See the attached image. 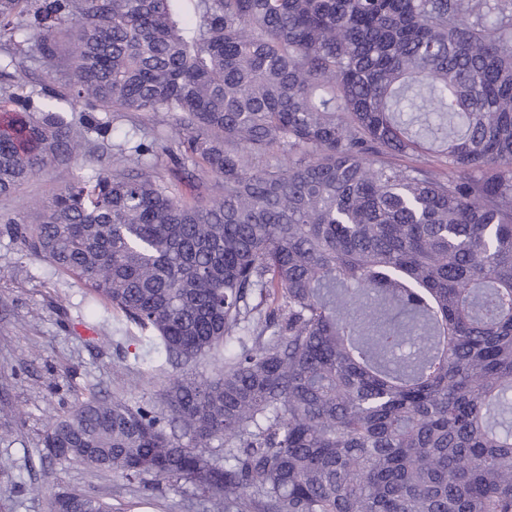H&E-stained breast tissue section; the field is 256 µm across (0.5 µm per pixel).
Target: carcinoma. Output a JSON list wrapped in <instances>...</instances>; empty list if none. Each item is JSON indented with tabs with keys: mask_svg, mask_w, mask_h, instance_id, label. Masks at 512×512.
<instances>
[{
	"mask_svg": "<svg viewBox=\"0 0 512 512\" xmlns=\"http://www.w3.org/2000/svg\"><path fill=\"white\" fill-rule=\"evenodd\" d=\"M0 112V196L114 113L173 120L0 219L173 371L160 408L79 401L40 462L208 512H512V0H0Z\"/></svg>",
	"mask_w": 512,
	"mask_h": 512,
	"instance_id": "carcinoma-1",
	"label": "carcinoma"
}]
</instances>
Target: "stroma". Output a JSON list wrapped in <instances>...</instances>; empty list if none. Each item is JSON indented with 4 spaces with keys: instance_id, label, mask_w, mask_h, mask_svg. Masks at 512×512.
Listing matches in <instances>:
<instances>
[{
    "instance_id": "obj_1",
    "label": "stroma",
    "mask_w": 512,
    "mask_h": 512,
    "mask_svg": "<svg viewBox=\"0 0 512 512\" xmlns=\"http://www.w3.org/2000/svg\"><path fill=\"white\" fill-rule=\"evenodd\" d=\"M111 165L112 153L104 150L84 163L50 166L0 199V214H26L30 201ZM89 306L86 288L0 235V456L14 461L11 479L0 478V512H48L50 496L60 491L98 496L112 512H203L183 493L164 487L149 492L77 463L37 465L49 420L67 416L78 400L121 394L154 404L169 386L168 375L134 367L141 350L135 339L119 347L108 343L120 326L119 314L102 308L91 321Z\"/></svg>"
}]
</instances>
